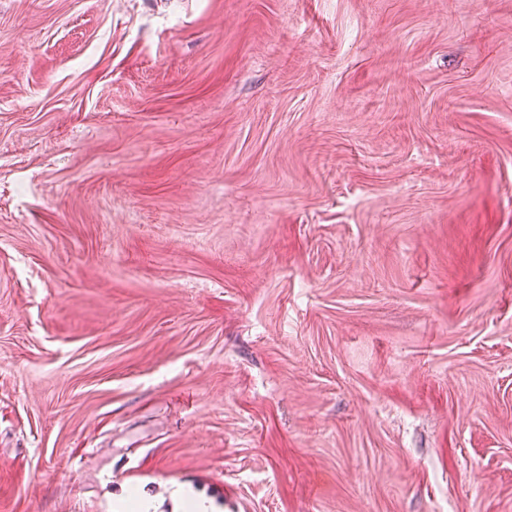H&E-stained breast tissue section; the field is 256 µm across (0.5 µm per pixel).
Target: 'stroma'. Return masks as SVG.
I'll use <instances>...</instances> for the list:
<instances>
[{
  "label": "stroma",
  "mask_w": 512,
  "mask_h": 512,
  "mask_svg": "<svg viewBox=\"0 0 512 512\" xmlns=\"http://www.w3.org/2000/svg\"><path fill=\"white\" fill-rule=\"evenodd\" d=\"M512 512V0H0V512ZM173 512H215L210 501L191 488L181 487L176 492Z\"/></svg>",
  "instance_id": "obj_1"
}]
</instances>
